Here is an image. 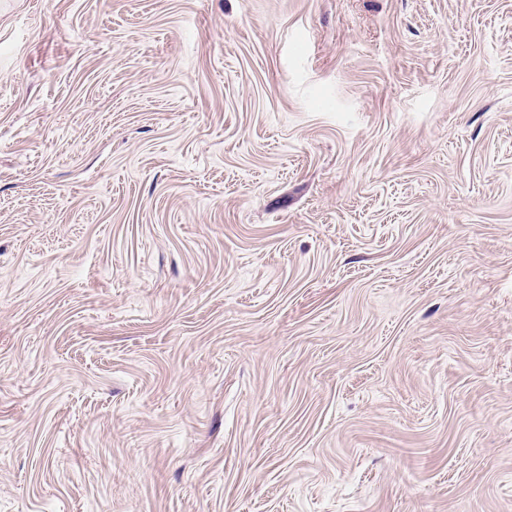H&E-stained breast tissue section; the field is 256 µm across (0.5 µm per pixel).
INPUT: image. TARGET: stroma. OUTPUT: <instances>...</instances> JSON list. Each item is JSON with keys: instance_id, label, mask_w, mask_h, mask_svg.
I'll return each instance as SVG.
<instances>
[{"instance_id": "1", "label": "stroma", "mask_w": 512, "mask_h": 512, "mask_svg": "<svg viewBox=\"0 0 512 512\" xmlns=\"http://www.w3.org/2000/svg\"><path fill=\"white\" fill-rule=\"evenodd\" d=\"M0 512H512V0H0Z\"/></svg>"}]
</instances>
